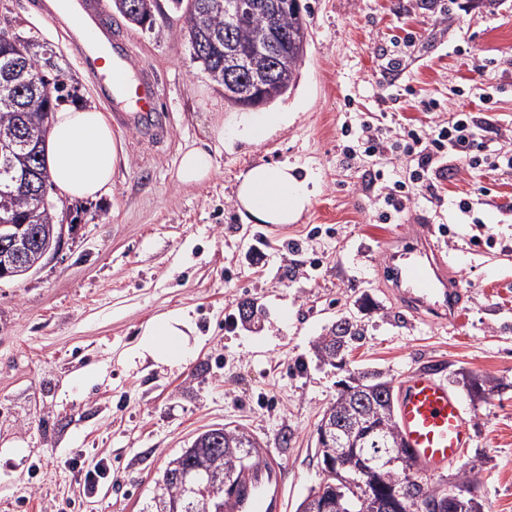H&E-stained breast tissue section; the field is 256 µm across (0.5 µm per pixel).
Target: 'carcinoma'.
<instances>
[{"label": "carcinoma", "instance_id": "carcinoma-1", "mask_svg": "<svg viewBox=\"0 0 512 512\" xmlns=\"http://www.w3.org/2000/svg\"><path fill=\"white\" fill-rule=\"evenodd\" d=\"M112 2L128 24L148 32L155 29V12L160 10L158 0H138L135 9L129 0ZM171 2L184 18L181 31L190 43L192 59L211 82L225 87V0ZM274 30L288 34V61L281 63L276 79L264 85L262 94L269 103L294 88L306 51L308 27L298 0H292L288 9L275 18L263 12L254 13L234 32L238 44L255 46L265 44ZM53 70L60 71V66L48 46L30 37L18 35L13 43L0 37V141L13 139L17 143L11 173L0 174V216L10 215L15 223L25 225L31 236L44 242L55 227L56 213L39 205L38 196L52 187L40 145L49 132L51 114L74 95L64 81L56 79L51 84L45 79V72ZM360 338L358 321L342 316L315 345L316 356L325 363L340 362L346 350ZM362 377L375 386H386L385 401L363 408L360 427L346 432L344 439L352 446L342 464L354 475L378 466L374 480L384 490V512H425V499L434 494L437 484L424 479L422 487L412 491L408 476L385 466L382 448L404 449L393 389L379 371H366ZM456 382L482 401L490 380L476 373L469 378L466 371L460 370ZM255 447L256 438L236 427L221 428L217 436L210 429L199 434L191 443L190 452L182 451L168 461L156 481V491L146 505V512H158L159 501L169 509L177 505L178 512H224V492L245 469L258 463ZM188 469L212 476L213 489L199 494L188 492L177 476ZM317 489L322 491L321 502L326 512H362L361 500L372 486L365 482L352 488L339 487L334 479L325 477Z\"/></svg>", "mask_w": 512, "mask_h": 512}]
</instances>
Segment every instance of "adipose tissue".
Listing matches in <instances>:
<instances>
[{
  "label": "adipose tissue",
  "mask_w": 512,
  "mask_h": 512,
  "mask_svg": "<svg viewBox=\"0 0 512 512\" xmlns=\"http://www.w3.org/2000/svg\"><path fill=\"white\" fill-rule=\"evenodd\" d=\"M122 151L107 114L96 105L56 112L45 142L50 180L61 197L96 198L111 187ZM216 171L215 151L192 146L181 156L177 180L200 184ZM310 180V175L300 174L297 166L285 162L258 164L240 175L236 200L254 223L292 224L311 204ZM191 329L186 312L156 316L144 328L135 354L180 366L190 353L187 334Z\"/></svg>",
  "instance_id": "1"
}]
</instances>
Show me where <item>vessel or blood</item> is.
<instances>
[{"instance_id":"1","label":"vessel or blood","mask_w":512,"mask_h":512,"mask_svg":"<svg viewBox=\"0 0 512 512\" xmlns=\"http://www.w3.org/2000/svg\"><path fill=\"white\" fill-rule=\"evenodd\" d=\"M72 22L96 30L98 38L83 58L93 66L109 59L112 101L122 110L124 125L153 126L159 84L137 77L136 66L120 51H108L112 24L101 0H73ZM433 234L432 226L426 224L404 225L384 250L386 269L392 288L406 305L432 311L452 323L463 292L448 274ZM397 422L418 467L432 476L456 461L469 445V426L457 394L429 369L414 371L399 385ZM256 454L259 465L247 469L226 494V512H286L287 468L279 451L262 441Z\"/></svg>"}]
</instances>
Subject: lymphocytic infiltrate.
<instances>
[{
  "mask_svg": "<svg viewBox=\"0 0 512 512\" xmlns=\"http://www.w3.org/2000/svg\"><path fill=\"white\" fill-rule=\"evenodd\" d=\"M489 121L464 109H456L451 122L436 125L427 133L414 129L404 130L394 142H385L370 122H361L357 144L347 147L345 156L349 162L361 157L404 156L410 159L407 179L393 180L384 194V202L394 212H403L416 196L429 188L433 178L441 176L443 158H454L459 166L475 168L493 150L485 138Z\"/></svg>",
  "mask_w": 512,
  "mask_h": 512,
  "instance_id": "obj_1",
  "label": "lymphocytic infiltrate"
}]
</instances>
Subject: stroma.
I'll use <instances>...</instances> for the list:
<instances>
[{
    "instance_id": "stroma-1",
    "label": "stroma",
    "mask_w": 512,
    "mask_h": 512,
    "mask_svg": "<svg viewBox=\"0 0 512 512\" xmlns=\"http://www.w3.org/2000/svg\"><path fill=\"white\" fill-rule=\"evenodd\" d=\"M41 0H0V29L51 46L84 103L112 109L78 42ZM309 40L294 90L268 104L287 127L258 143L225 145L207 183L179 185L181 150L212 144L216 117L240 118L192 59L170 0L149 33L112 24L135 63L161 82L162 137L113 124L125 157L111 190L81 202L62 251L33 276L0 283V512H141L166 462L199 434L245 428L278 448L288 468L287 512L323 475L316 426L336 400L333 367L313 345L341 316L364 329L350 369L394 382L431 366L451 382L464 369L490 379L485 402L462 406L472 436L444 478L481 471L484 512H512V169L490 166L438 180L401 216L369 185L373 159L348 164L343 124L367 120L387 139L431 130L465 104L488 111L490 138L512 153V0H299ZM450 24H441L445 14ZM496 69H486L488 59ZM495 87V104L481 96ZM437 100L441 109L423 111ZM290 162L316 176L296 223H247L237 178ZM483 188L478 223L457 202ZM404 224L448 227L450 275L465 294L455 324L411 311L387 286L383 248ZM264 240L265 256L246 253ZM257 305L251 323L242 304ZM188 313L192 354L172 368L133 351L152 317ZM106 462L83 494L80 468Z\"/></svg>"
}]
</instances>
